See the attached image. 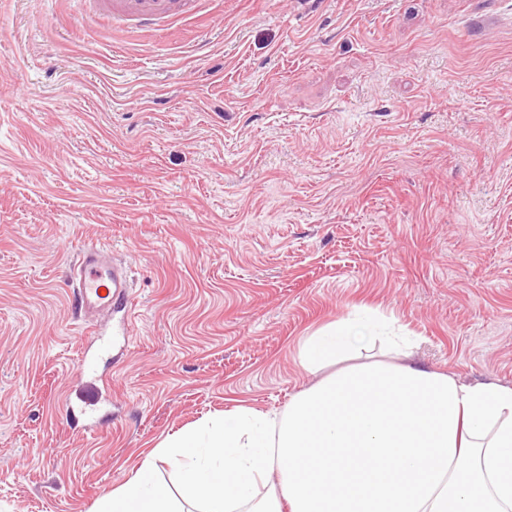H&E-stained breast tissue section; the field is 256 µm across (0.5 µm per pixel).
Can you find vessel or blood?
<instances>
[{
    "label": "vessel or blood",
    "instance_id": "vessel-or-blood-1",
    "mask_svg": "<svg viewBox=\"0 0 512 512\" xmlns=\"http://www.w3.org/2000/svg\"><path fill=\"white\" fill-rule=\"evenodd\" d=\"M94 11H106L116 26L166 27L192 7V0H92ZM78 311L86 323H93L103 311H123L129 301L127 269L115 261L111 250L85 249L70 269Z\"/></svg>",
    "mask_w": 512,
    "mask_h": 512
}]
</instances>
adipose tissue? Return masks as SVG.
<instances>
[{
  "instance_id": "adipose-tissue-1",
  "label": "adipose tissue",
  "mask_w": 512,
  "mask_h": 512,
  "mask_svg": "<svg viewBox=\"0 0 512 512\" xmlns=\"http://www.w3.org/2000/svg\"><path fill=\"white\" fill-rule=\"evenodd\" d=\"M392 330L364 310L304 337L305 370L341 369L281 416L239 407L166 438L97 512H512V386L408 362ZM366 339L399 362H350Z\"/></svg>"
}]
</instances>
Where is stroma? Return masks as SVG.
I'll use <instances>...</instances> for the list:
<instances>
[{
	"label": "stroma",
	"mask_w": 512,
	"mask_h": 512,
	"mask_svg": "<svg viewBox=\"0 0 512 512\" xmlns=\"http://www.w3.org/2000/svg\"><path fill=\"white\" fill-rule=\"evenodd\" d=\"M130 33L0 0V512H95L166 437L325 378L369 307L512 386V0H197ZM128 263L135 334L69 404V271ZM393 326L386 318L363 310L353 317L328 324L309 336H305L300 347V365L307 371H317L330 361H345L354 358L350 354L358 350L356 343L365 339L380 341L388 345L389 352L409 359V341L403 336H393ZM395 338H400L403 345Z\"/></svg>",
	"instance_id": "stroma-1"
}]
</instances>
